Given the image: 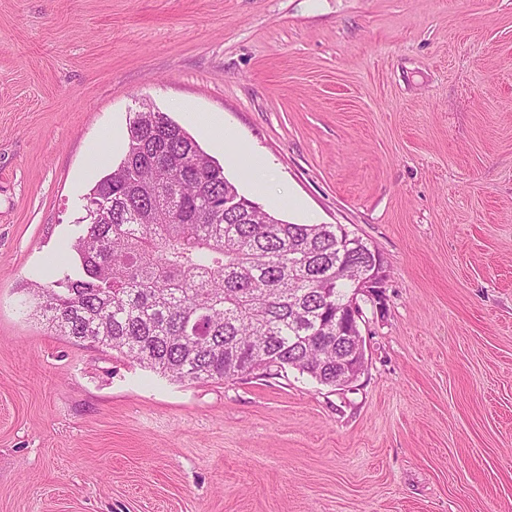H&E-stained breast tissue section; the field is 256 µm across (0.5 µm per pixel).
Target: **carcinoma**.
I'll return each mask as SVG.
<instances>
[{
	"instance_id": "carcinoma-1",
	"label": "carcinoma",
	"mask_w": 512,
	"mask_h": 512,
	"mask_svg": "<svg viewBox=\"0 0 512 512\" xmlns=\"http://www.w3.org/2000/svg\"><path fill=\"white\" fill-rule=\"evenodd\" d=\"M240 207L224 208L228 198ZM76 264L35 284L36 315L59 336L114 350L173 381L292 368L336 386L338 314L369 246H337L330 224L275 217L224 167L145 104L120 163L85 197Z\"/></svg>"
}]
</instances>
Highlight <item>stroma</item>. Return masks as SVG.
Listing matches in <instances>:
<instances>
[{
	"label": "stroma",
	"instance_id": "35a3bbf8",
	"mask_svg": "<svg viewBox=\"0 0 512 512\" xmlns=\"http://www.w3.org/2000/svg\"><path fill=\"white\" fill-rule=\"evenodd\" d=\"M144 103L381 253L354 383H174L29 315ZM0 512H512V0H0Z\"/></svg>",
	"mask_w": 512,
	"mask_h": 512
}]
</instances>
